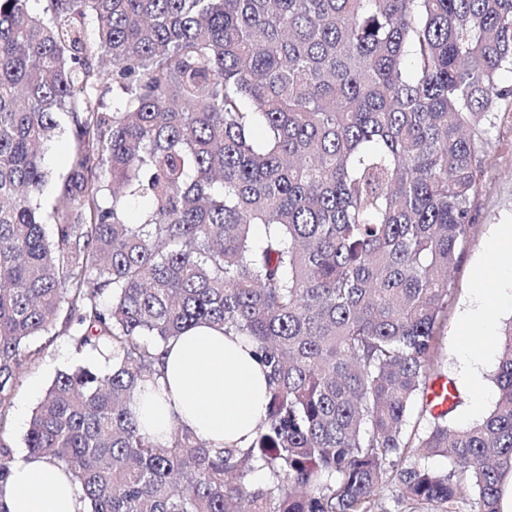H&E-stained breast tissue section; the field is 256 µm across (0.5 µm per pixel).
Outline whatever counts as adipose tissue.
<instances>
[{
    "label": "adipose tissue",
    "mask_w": 512,
    "mask_h": 512,
    "mask_svg": "<svg viewBox=\"0 0 512 512\" xmlns=\"http://www.w3.org/2000/svg\"><path fill=\"white\" fill-rule=\"evenodd\" d=\"M158 392L131 405L144 433L166 440L182 425L213 447H246L266 412V368L251 343L200 325L169 342ZM82 491L61 467L16 463L0 505L6 512H79Z\"/></svg>",
    "instance_id": "obj_1"
}]
</instances>
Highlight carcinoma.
Returning <instances> with one entry per match:
<instances>
[{"mask_svg":"<svg viewBox=\"0 0 512 512\" xmlns=\"http://www.w3.org/2000/svg\"><path fill=\"white\" fill-rule=\"evenodd\" d=\"M47 2L0 0V423L36 341L95 354L56 374L26 437L82 485L79 512H381L390 484L407 512H461L468 491L501 512L512 324L480 422L429 394L512 112V0ZM63 121L70 170L44 209ZM200 323L268 368L244 449L182 426L159 444L130 410ZM11 468L0 441V492Z\"/></svg>","mask_w":512,"mask_h":512,"instance_id":"obj_1","label":"carcinoma"}]
</instances>
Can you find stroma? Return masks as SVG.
Masks as SVG:
<instances>
[{"label": "stroma", "mask_w": 512, "mask_h": 512, "mask_svg": "<svg viewBox=\"0 0 512 512\" xmlns=\"http://www.w3.org/2000/svg\"><path fill=\"white\" fill-rule=\"evenodd\" d=\"M491 137V158L476 207L478 221L452 272L454 293L441 339L442 369L462 394L461 404L451 414L459 424L475 423L492 409L501 328L512 318V272L498 265L488 250L489 242L504 227L512 226V112L499 113ZM482 302L487 305L493 325L490 334L476 345L471 341L470 314ZM87 363L86 356L76 353L61 336L20 371L15 382V409L0 428V439L10 445L14 460L28 456L27 415L37 407L56 373Z\"/></svg>", "instance_id": "1"}]
</instances>
